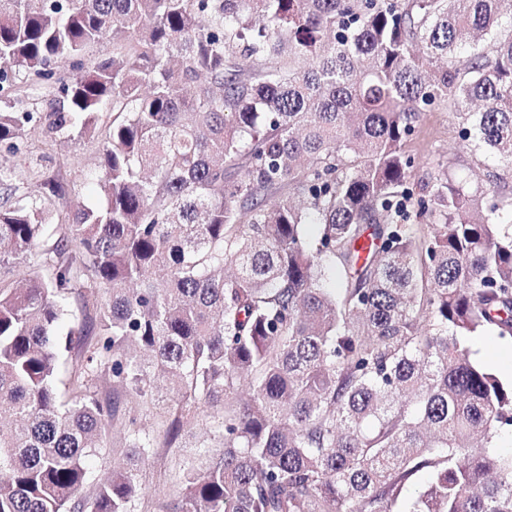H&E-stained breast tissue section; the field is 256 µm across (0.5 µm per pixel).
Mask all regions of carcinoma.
Segmentation results:
<instances>
[{
	"instance_id": "carcinoma-1",
	"label": "carcinoma",
	"mask_w": 512,
	"mask_h": 512,
	"mask_svg": "<svg viewBox=\"0 0 512 512\" xmlns=\"http://www.w3.org/2000/svg\"><path fill=\"white\" fill-rule=\"evenodd\" d=\"M477 34L491 49L458 69ZM105 40L44 119L70 136L112 114L100 200L54 224L64 184L14 203L0 163V268L39 244L43 268L0 282V512H134L141 465L202 405L219 452L170 512H512V454L491 448L512 386L460 344L512 336L497 184L443 174L424 223L404 207V143L436 106L512 166V0H0V83ZM12 108L15 150L33 116ZM75 289L100 307L65 330ZM127 392L172 394L169 417L125 416L127 462L78 500Z\"/></svg>"
}]
</instances>
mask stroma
<instances>
[{"label":"stroma","instance_id":"obj_1","mask_svg":"<svg viewBox=\"0 0 512 512\" xmlns=\"http://www.w3.org/2000/svg\"><path fill=\"white\" fill-rule=\"evenodd\" d=\"M77 72V67L69 63L58 68L55 78L50 80L33 82L17 76L0 84L1 101L13 104L16 111L34 115L32 121L21 127L18 152H9L2 144L0 160L28 178L38 172L62 179L69 194L53 208L54 216L62 220L77 206L93 200L89 192L90 177L100 164L102 137L97 132L69 139L49 137L39 115L53 97L59 79L71 78ZM458 131L459 120L454 111L439 106L422 113L406 146L413 161L411 187L420 188L442 171L474 186L493 172L501 177L502 202L512 201V168L483 151L464 148ZM219 414L218 408L200 407L185 426L183 447L154 449L142 471V493L135 506L136 512H165L166 503L182 486L185 471L207 465L212 451L201 447L200 442L215 425ZM123 433L121 421L108 424L107 446L94 458L89 480L81 490L82 496H92L96 483L109 476L114 464L121 462Z\"/></svg>","mask_w":512,"mask_h":512}]
</instances>
